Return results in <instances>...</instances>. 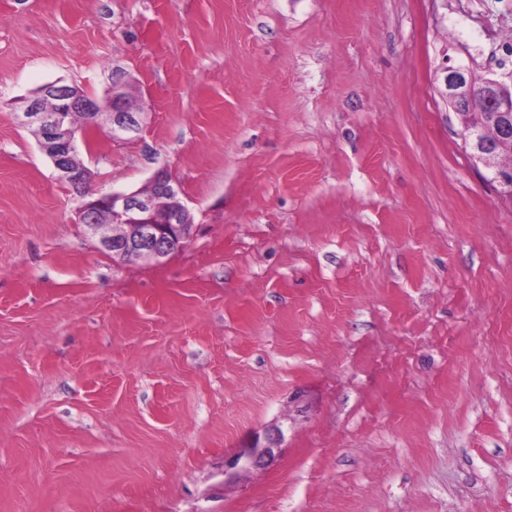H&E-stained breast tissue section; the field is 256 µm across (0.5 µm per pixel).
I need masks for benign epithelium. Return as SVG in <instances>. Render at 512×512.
<instances>
[{"instance_id": "1", "label": "benign epithelium", "mask_w": 512, "mask_h": 512, "mask_svg": "<svg viewBox=\"0 0 512 512\" xmlns=\"http://www.w3.org/2000/svg\"><path fill=\"white\" fill-rule=\"evenodd\" d=\"M445 72V96L453 110L471 107L476 102L493 104L490 122L466 127L465 142L473 157L494 170L500 183L512 185V169L496 165L495 158L503 149L500 130L512 125V85L496 77L478 83L463 67L448 66ZM129 75L120 67L112 68L110 75L111 113L107 133L114 140H123L141 128L144 112L136 100H127L121 93L129 92ZM61 97L59 107L44 105L50 97ZM91 105L81 97L76 86L50 83L25 101L21 123L32 129L41 151L50 159L58 178L75 192L81 190L89 171L74 166L70 156L77 149L79 128L73 126L68 113L88 110ZM154 193L145 195L140 190L114 191L102 198L86 200L79 210V219L93 235H100L103 249L113 255L143 254L154 259L171 254L174 246L184 247L192 231V214L181 198L179 188L169 180L165 171L154 173L150 180ZM106 200L112 218L104 223L98 216L101 200ZM284 434L280 427L254 433L252 439L234 455L224 459V475L236 476L241 471L262 470L271 467L280 456Z\"/></svg>"}]
</instances>
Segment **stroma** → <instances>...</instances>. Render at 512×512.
Instances as JSON below:
<instances>
[{
	"instance_id": "obj_1",
	"label": "stroma",
	"mask_w": 512,
	"mask_h": 512,
	"mask_svg": "<svg viewBox=\"0 0 512 512\" xmlns=\"http://www.w3.org/2000/svg\"><path fill=\"white\" fill-rule=\"evenodd\" d=\"M506 5L0 0V512H512V196L443 95L512 69ZM116 65L144 122L79 158L98 195L167 170L160 260L16 119ZM155 192L144 195L139 189L133 191H112L93 200H86L79 210V219L87 230L97 235L104 227L110 232L102 233L100 244L103 249L116 255L143 254L154 259L171 254L173 246L184 247L190 238L193 225L192 214L181 198L179 188L169 180L164 170H158L150 180ZM101 199L108 202L112 210L100 217L109 220L103 224L98 216ZM283 442L284 434L278 426L265 429L263 434L255 432L249 443L239 448L234 455L224 458L225 481L241 471L271 467L280 456Z\"/></svg>"
}]
</instances>
